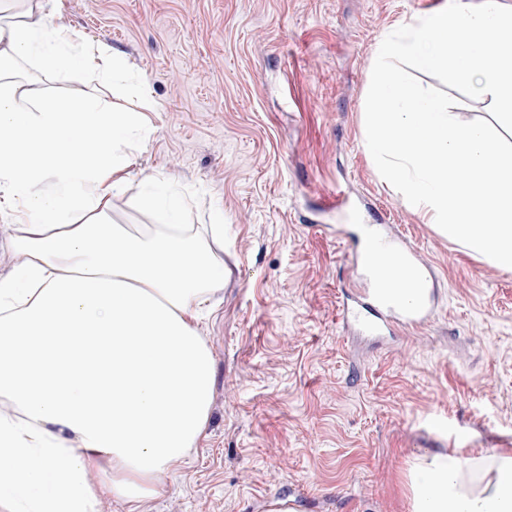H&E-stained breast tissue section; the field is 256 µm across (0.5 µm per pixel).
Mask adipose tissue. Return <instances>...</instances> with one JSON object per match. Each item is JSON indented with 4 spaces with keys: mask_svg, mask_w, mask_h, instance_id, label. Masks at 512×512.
<instances>
[{
    "mask_svg": "<svg viewBox=\"0 0 512 512\" xmlns=\"http://www.w3.org/2000/svg\"><path fill=\"white\" fill-rule=\"evenodd\" d=\"M21 61L106 84L126 68L35 10L0 20V218L16 224L12 246L25 257L0 279V396L20 410L0 417V503L96 512L86 473L104 457L117 473L107 490L140 512L156 493L150 477L195 448L209 419L213 363L193 322L224 283L209 244L224 217L195 231L170 180L149 176L139 197L152 228L113 223L146 116L91 90L25 100L10 77ZM50 177L55 193L37 195ZM406 486L412 512H512V454L428 453Z\"/></svg>",
    "mask_w": 512,
    "mask_h": 512,
    "instance_id": "ef3b65f1",
    "label": "adipose tissue"
}]
</instances>
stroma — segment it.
Wrapping results in <instances>:
<instances>
[{
  "mask_svg": "<svg viewBox=\"0 0 512 512\" xmlns=\"http://www.w3.org/2000/svg\"><path fill=\"white\" fill-rule=\"evenodd\" d=\"M120 52V102L148 103L132 181H172L192 224L224 214L232 273L197 325L214 391L204 437L151 478L145 512H410L426 452L512 451V270L402 204L365 144L377 44L442 0H38ZM24 98L84 74L26 63ZM343 190L353 202L324 207ZM387 224L439 281L427 326L391 346L339 319L360 284L352 219Z\"/></svg>",
  "mask_w": 512,
  "mask_h": 512,
  "instance_id": "obj_1",
  "label": "stroma"
}]
</instances>
